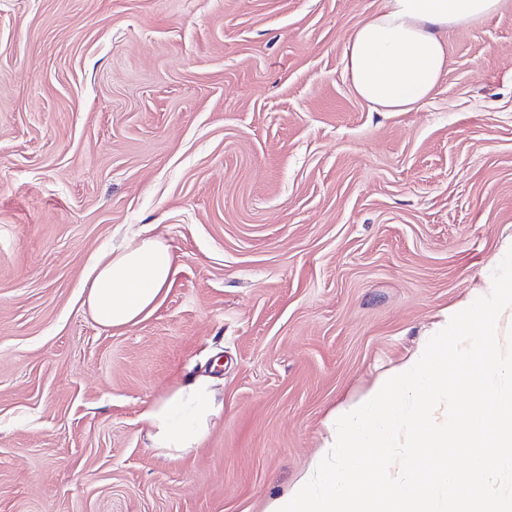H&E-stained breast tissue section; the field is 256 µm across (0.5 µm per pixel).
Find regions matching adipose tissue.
Masks as SVG:
<instances>
[{"label": "adipose tissue", "instance_id": "ef3b65f1", "mask_svg": "<svg viewBox=\"0 0 512 512\" xmlns=\"http://www.w3.org/2000/svg\"><path fill=\"white\" fill-rule=\"evenodd\" d=\"M500 0H383L351 35L346 71L355 92L382 112H407L430 97L447 65L452 28L493 14ZM169 246L133 239L96 261L87 304L106 329L137 324L161 303L173 275ZM209 377L177 385L147 405L140 420L157 456L178 460L198 448L219 411Z\"/></svg>", "mask_w": 512, "mask_h": 512}]
</instances>
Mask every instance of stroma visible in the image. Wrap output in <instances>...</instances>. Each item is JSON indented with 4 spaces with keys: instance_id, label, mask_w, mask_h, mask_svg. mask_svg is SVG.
Instances as JSON below:
<instances>
[{
    "instance_id": "stroma-1",
    "label": "stroma",
    "mask_w": 512,
    "mask_h": 512,
    "mask_svg": "<svg viewBox=\"0 0 512 512\" xmlns=\"http://www.w3.org/2000/svg\"><path fill=\"white\" fill-rule=\"evenodd\" d=\"M381 0H0V512H262L512 235V0L377 112L344 53ZM176 273L125 330L98 258ZM224 404L166 461L144 407ZM169 246L159 238L133 239L96 261L86 303L106 329L137 324L156 309L175 269Z\"/></svg>"
}]
</instances>
